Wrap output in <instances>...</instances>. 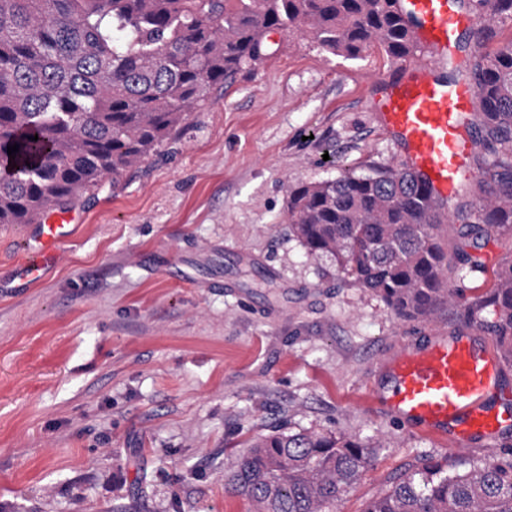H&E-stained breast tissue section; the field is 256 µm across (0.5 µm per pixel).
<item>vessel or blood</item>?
Listing matches in <instances>:
<instances>
[{"mask_svg": "<svg viewBox=\"0 0 512 512\" xmlns=\"http://www.w3.org/2000/svg\"><path fill=\"white\" fill-rule=\"evenodd\" d=\"M396 8L414 25L418 44L438 60L448 58L459 27L472 21L457 0H398ZM476 102L470 83H448L427 68L392 83L381 102L383 122L402 145L408 168L436 198L453 195L467 173L475 149L467 125ZM78 222L74 212L57 210L39 225L17 270L20 287L38 283L45 268L60 260ZM391 376V417L455 447L471 448L512 425L511 412L489 405L499 390L497 364L470 340L437 339L424 350L404 352Z\"/></svg>", "mask_w": 512, "mask_h": 512, "instance_id": "obj_1", "label": "vessel or blood"}]
</instances>
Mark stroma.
<instances>
[{"instance_id": "obj_1", "label": "stroma", "mask_w": 512, "mask_h": 512, "mask_svg": "<svg viewBox=\"0 0 512 512\" xmlns=\"http://www.w3.org/2000/svg\"><path fill=\"white\" fill-rule=\"evenodd\" d=\"M135 172L72 202L45 279L16 289L32 224H0V512H249L224 487L233 443L285 425L385 438L338 512H362L423 459L499 460L385 411L386 362L434 335L497 353L453 312L397 318L308 256L287 187L396 166L382 83L422 62L348 59L271 33Z\"/></svg>"}]
</instances>
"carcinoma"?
Returning a JSON list of instances; mask_svg holds the SVG:
<instances>
[{
  "instance_id": "obj_1",
  "label": "carcinoma",
  "mask_w": 512,
  "mask_h": 512,
  "mask_svg": "<svg viewBox=\"0 0 512 512\" xmlns=\"http://www.w3.org/2000/svg\"><path fill=\"white\" fill-rule=\"evenodd\" d=\"M394 0H0V224H38L143 162L216 85L270 55L269 34L299 31L327 54L409 55ZM487 17L469 72L478 92L476 175L443 203L406 166L288 189V223L312 257L403 319L457 311L512 362V253L486 288L463 240L512 235V41L483 51L512 0H466ZM19 145L15 158L7 146ZM454 243H448V225ZM382 441L279 428L248 439L224 470L250 512H336ZM363 512H512V446L463 474L426 459L394 476Z\"/></svg>"
}]
</instances>
